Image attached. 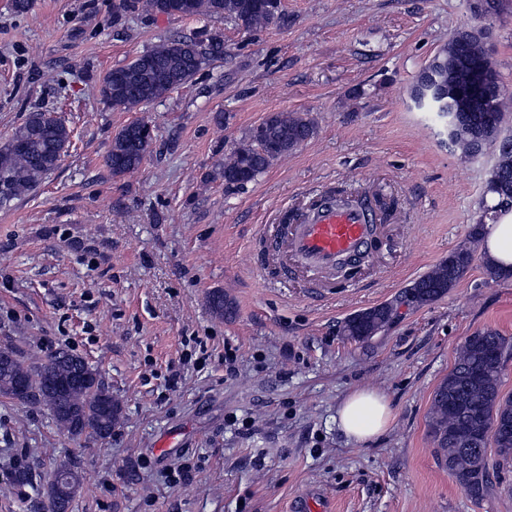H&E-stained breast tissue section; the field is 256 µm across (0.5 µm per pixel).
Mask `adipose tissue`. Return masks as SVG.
<instances>
[{
  "mask_svg": "<svg viewBox=\"0 0 512 512\" xmlns=\"http://www.w3.org/2000/svg\"><path fill=\"white\" fill-rule=\"evenodd\" d=\"M483 248L497 269L512 271V212L504 213L498 223L489 225ZM344 432L359 441L383 432L392 420L387 398L375 390L351 393L337 410Z\"/></svg>",
  "mask_w": 512,
  "mask_h": 512,
  "instance_id": "adipose-tissue-1",
  "label": "adipose tissue"
}]
</instances>
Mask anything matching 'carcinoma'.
<instances>
[{
    "instance_id": "cac0c4a2",
    "label": "carcinoma",
    "mask_w": 512,
    "mask_h": 512,
    "mask_svg": "<svg viewBox=\"0 0 512 512\" xmlns=\"http://www.w3.org/2000/svg\"><path fill=\"white\" fill-rule=\"evenodd\" d=\"M263 0H192L190 15L227 18L247 31L263 29L276 19ZM480 28H462L449 37L416 76L413 98H429V88L441 96L460 89L465 94L451 103L456 120L453 152L465 162L478 157L482 147L495 146L474 222L467 242L458 246L430 271L406 287L397 298L348 317L342 335L365 342L389 327L399 302L413 306L433 303L458 284L469 271L483 228L512 211V129L504 95L489 96ZM224 56V40L209 35L202 40H165L118 67L100 82L103 100L113 108L130 109L151 103L187 84L208 62ZM314 122L302 113L269 115L224 159L227 185L254 180L274 161L310 140ZM151 127L143 122L119 131L107 156L112 174L137 168L151 144ZM70 141L66 124L40 112L30 113L12 135L0 142V204H7L36 187L59 164ZM512 340L486 329L466 338L454 366L433 393L428 435L438 462L454 475L474 502L487 496L489 448L496 463H512V396L500 393L506 350ZM0 396L47 407L55 422L72 438L112 435L122 408L108 393L98 373L81 357L59 351L38 363H27L10 351H0ZM510 427L503 432L504 427ZM79 484L78 473L66 464L52 475L49 512H69Z\"/></svg>"
}]
</instances>
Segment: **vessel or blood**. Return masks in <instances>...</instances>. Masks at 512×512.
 Returning <instances> with one entry per match:
<instances>
[{
  "mask_svg": "<svg viewBox=\"0 0 512 512\" xmlns=\"http://www.w3.org/2000/svg\"><path fill=\"white\" fill-rule=\"evenodd\" d=\"M377 226L368 209L352 201L323 196L282 236L265 239L264 251L289 259L294 270L310 274L333 272L337 263L376 248Z\"/></svg>",
  "mask_w": 512,
  "mask_h": 512,
  "instance_id": "vessel-or-blood-1",
  "label": "vessel or blood"
}]
</instances>
